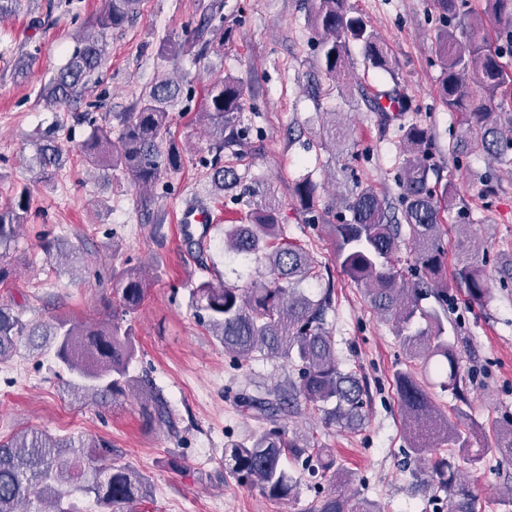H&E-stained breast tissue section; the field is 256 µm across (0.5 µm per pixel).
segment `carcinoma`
<instances>
[{
	"instance_id": "cac0c4a2",
	"label": "carcinoma",
	"mask_w": 512,
	"mask_h": 512,
	"mask_svg": "<svg viewBox=\"0 0 512 512\" xmlns=\"http://www.w3.org/2000/svg\"><path fill=\"white\" fill-rule=\"evenodd\" d=\"M141 0H106L95 21V31L80 37V47L60 68L48 89L47 100L63 105L86 85L105 58L104 36L124 25L140 8ZM441 27L435 37L436 53L442 63L439 95L451 112L463 114L464 144L502 162L512 150V0H484L481 13L468 9L467 0H435ZM311 26L319 36V71L336 86L344 80L348 47L361 46L368 66L394 74L387 46L369 21L352 14L347 0H312ZM465 31L458 39L455 25ZM203 21L191 39L162 46L163 56L177 57L189 51L209 31ZM181 84L164 79L145 88L127 112L115 115L119 132L112 125L90 121L91 134L78 152L93 169L107 168L124 173L140 189H151L184 164V150L167 139L170 110L177 103ZM246 90L238 79L226 75L209 84L204 107L197 119L208 137L212 155L210 177L222 191L240 181L236 169L224 165V152L239 155L247 146L239 128ZM319 132L324 144L336 145L344 137L336 113H327ZM405 159L399 181L401 210L390 209L374 188L360 189L344 205L348 217L334 225L336 261L346 276L360 286L370 307L395 325L405 354V369L396 375V395L404 414L405 429L412 439L413 453L421 457L437 442L448 446L470 471H478L490 455L512 457V425L496 431L494 448H473L465 430L448 419L425 389L422 372L431 360L443 375L439 386L459 402H466L465 383L460 374L455 344L426 330L414 331L416 319L439 321L438 312L428 311L421 300L434 295L440 308L448 307V264L442 236L441 211L453 199L455 187L442 182L430 163L431 134L424 126L404 127ZM63 148L47 137L39 144L32 166L46 182L59 166ZM316 186L309 178L295 183L293 194L312 219L321 218L316 209ZM29 188L23 187L15 204L0 209V249L10 242L28 220ZM241 223L224 229V251L244 260L264 261L266 273L243 285L221 278L203 280L190 293L191 304L224 352L239 359L257 355L280 359L297 371L298 379L288 388H277L262 398L247 397L245 407L261 424L250 438L224 448V468L230 474L259 488L276 501L297 497L299 482L283 467L284 457L316 460L317 469L336 484L350 475L327 449L314 438L289 435L276 425L285 412L305 404L327 424L349 430L362 427L366 388L358 371L341 368L327 328L332 311V290L316 296L300 285L321 276L320 265L299 241L288 238L279 222L276 197L260 188L249 189ZM458 253L454 277L464 285L467 302L482 305L491 297L488 279L468 247L470 225H457ZM409 248L414 266L422 272L407 281L399 268L402 247ZM98 284L109 282L115 301L105 321H76L59 317L51 323H28L21 313L0 306V364L9 361L26 341L32 350L54 348L57 360L77 382L68 386L76 400L105 401L131 389L144 392L130 365L137 349L132 325L126 316L144 302L151 280L138 268L96 270ZM147 415L158 425L169 422L166 404L157 400ZM112 456V448L82 438H54L26 430L0 440V512H79L68 501L75 489L91 498L105 512H134L150 498L145 478L127 465L100 462ZM431 478V486L446 493L447 512H475L477 495L458 478V469L441 456L430 461L427 471L415 472ZM315 512H382L378 503L343 494L322 497Z\"/></svg>"
}]
</instances>
